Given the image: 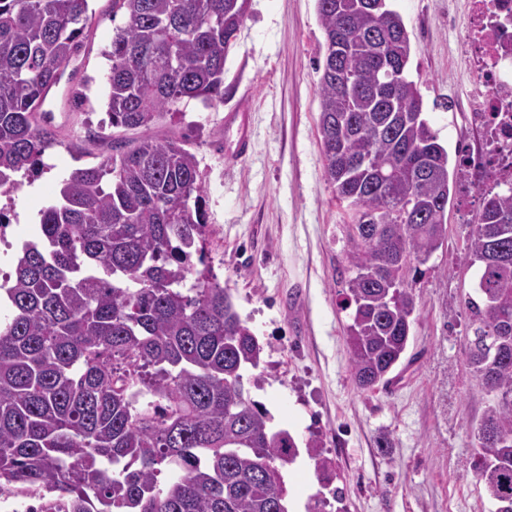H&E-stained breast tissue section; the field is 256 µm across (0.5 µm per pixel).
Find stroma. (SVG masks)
<instances>
[{
	"mask_svg": "<svg viewBox=\"0 0 512 512\" xmlns=\"http://www.w3.org/2000/svg\"><path fill=\"white\" fill-rule=\"evenodd\" d=\"M466 0H391L410 35L408 65L424 117L450 162L473 147L468 103ZM82 47L43 110L57 133L34 181L0 192L12 239L34 236L42 209L78 167L112 153L118 132L101 126L110 62L123 16L112 0H89ZM315 0H250L248 17L224 60V101L189 102L152 136L186 138L194 152L207 214L206 262L232 294L262 344L258 368L244 374L253 400L299 444L319 440L333 462V512H490L475 469L477 423L488 403L464 356L463 299L478 267L467 238L480 198L455 193L446 238L422 265L413 339L388 384L365 392L350 371V321L338 292L349 248L350 213L325 177L317 128L315 65L324 51ZM250 114L252 150L224 157L227 113ZM291 512L320 489L300 454L287 468Z\"/></svg>",
	"mask_w": 512,
	"mask_h": 512,
	"instance_id": "stroma-1",
	"label": "stroma"
}]
</instances>
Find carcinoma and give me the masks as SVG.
I'll list each match as a JSON object with an SVG mask.
<instances>
[{"instance_id": "cac0c4a2", "label": "carcinoma", "mask_w": 512, "mask_h": 512, "mask_svg": "<svg viewBox=\"0 0 512 512\" xmlns=\"http://www.w3.org/2000/svg\"><path fill=\"white\" fill-rule=\"evenodd\" d=\"M248 0H112L108 120L139 131L63 181L0 293V495L41 512H288L299 456L251 400L262 347L216 277L195 271L207 223L187 141L148 135L182 103L224 102V58ZM324 34L319 133L327 181L351 211L345 341L356 386L387 383L416 312V274L441 247L464 160L423 116L409 33L382 3L316 0ZM89 0H0V188L42 170V105L81 48ZM352 35L340 60L332 37ZM383 36L392 74L380 70ZM358 77L336 87V68ZM424 160L418 179L409 164ZM464 355L488 397L471 426L495 512H512V188L483 195ZM328 478L321 446L306 448Z\"/></svg>"}]
</instances>
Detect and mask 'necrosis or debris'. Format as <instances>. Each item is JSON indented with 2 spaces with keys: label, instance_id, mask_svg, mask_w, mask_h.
I'll return each instance as SVG.
<instances>
[{
  "label": "necrosis or debris",
  "instance_id": "4bbe7bcc",
  "mask_svg": "<svg viewBox=\"0 0 512 512\" xmlns=\"http://www.w3.org/2000/svg\"><path fill=\"white\" fill-rule=\"evenodd\" d=\"M468 40L477 56L472 67L476 92L469 112L481 134L474 167L482 179H512V24L503 25L505 9L496 0H468Z\"/></svg>",
  "mask_w": 512,
  "mask_h": 512
}]
</instances>
